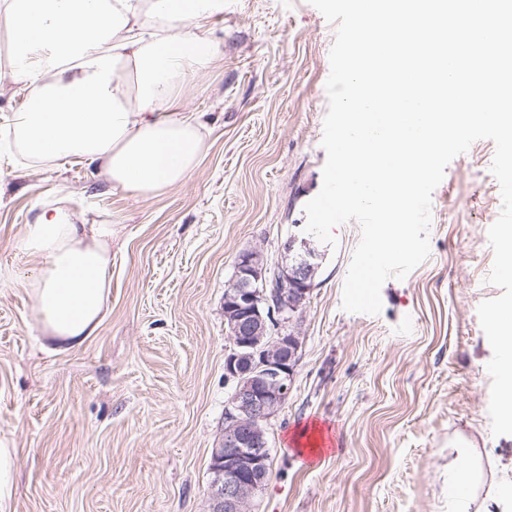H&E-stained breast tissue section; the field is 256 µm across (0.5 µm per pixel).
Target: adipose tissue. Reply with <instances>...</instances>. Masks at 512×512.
<instances>
[{
  "instance_id": "adipose-tissue-1",
  "label": "adipose tissue",
  "mask_w": 512,
  "mask_h": 512,
  "mask_svg": "<svg viewBox=\"0 0 512 512\" xmlns=\"http://www.w3.org/2000/svg\"><path fill=\"white\" fill-rule=\"evenodd\" d=\"M224 0H0L10 78L28 88L14 116L36 161L79 157L113 188L144 197L186 181L203 151L201 124L176 99L213 61L208 19ZM112 227L67 210L26 225L23 249L43 259L26 283L33 316L55 345L80 346L99 327L112 285Z\"/></svg>"
}]
</instances>
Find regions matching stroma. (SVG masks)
I'll return each instance as SVG.
<instances>
[{"mask_svg": "<svg viewBox=\"0 0 512 512\" xmlns=\"http://www.w3.org/2000/svg\"><path fill=\"white\" fill-rule=\"evenodd\" d=\"M219 52L182 94L203 125L200 164L145 198L78 157L29 161L13 118L0 34V443L14 449V512H209L211 455L233 385L224 378V291L240 252L280 256L322 187L326 81L336 26L308 0H224ZM495 144L475 141L432 194L430 252L382 286L379 314L341 307L357 222L315 242L320 269L292 328L302 347L268 426L271 466L250 512H452V465L478 442L475 512H504L488 483H512V435L493 436L490 344L478 305L487 231L501 211ZM63 207L112 227L105 317L57 350L25 283L42 264L26 225Z\"/></svg>", "mask_w": 512, "mask_h": 512, "instance_id": "35a3bbf8", "label": "stroma"}]
</instances>
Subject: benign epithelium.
I'll return each instance as SVG.
<instances>
[{
    "label": "benign epithelium",
    "instance_id": "obj_1",
    "mask_svg": "<svg viewBox=\"0 0 512 512\" xmlns=\"http://www.w3.org/2000/svg\"><path fill=\"white\" fill-rule=\"evenodd\" d=\"M282 250L272 267L257 251L241 252L224 292V378L233 392L211 457L210 512H248L262 489L270 460L267 424L287 400L299 361V337L288 323L309 299L319 263L299 234Z\"/></svg>",
    "mask_w": 512,
    "mask_h": 512
}]
</instances>
